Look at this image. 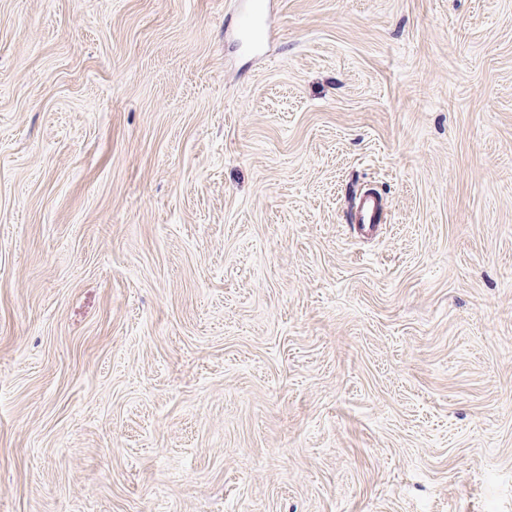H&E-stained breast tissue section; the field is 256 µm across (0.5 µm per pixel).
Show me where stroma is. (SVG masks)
Here are the masks:
<instances>
[{
	"label": "stroma",
	"mask_w": 512,
	"mask_h": 512,
	"mask_svg": "<svg viewBox=\"0 0 512 512\" xmlns=\"http://www.w3.org/2000/svg\"><path fill=\"white\" fill-rule=\"evenodd\" d=\"M237 2L0 0V512H512V0ZM239 25L246 31L261 29L269 35L271 27V2L261 4V8L245 10L239 16Z\"/></svg>",
	"instance_id": "stroma-1"
}]
</instances>
